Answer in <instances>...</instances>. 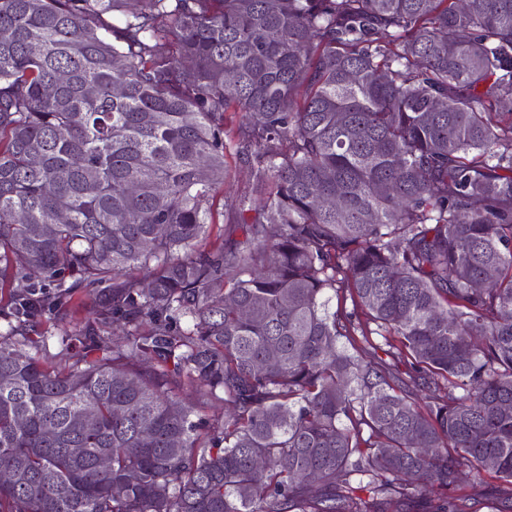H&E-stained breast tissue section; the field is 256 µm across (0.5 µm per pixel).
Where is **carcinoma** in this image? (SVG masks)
<instances>
[{"instance_id":"1","label":"carcinoma","mask_w":512,"mask_h":512,"mask_svg":"<svg viewBox=\"0 0 512 512\" xmlns=\"http://www.w3.org/2000/svg\"><path fill=\"white\" fill-rule=\"evenodd\" d=\"M126 2L0 0V512H512V0ZM228 172L224 180V187L219 190L216 198V224L214 234L222 225L229 224L231 220V208L236 201L250 191L249 185V169L232 151L227 156ZM224 212V217L222 216ZM93 317V311L90 308L88 300H86L84 304H81L80 300L75 298L74 302L67 307V316L63 320V324L59 323V325H57L58 320L57 322L56 320H51L48 315L42 319V324L35 328V332H30L29 334L31 336H48L49 340L47 341L46 348L42 347L38 353L43 358L55 360L54 357L60 349L56 336H60L63 326L67 328L69 332H72L75 331L76 328L78 329V327L83 326L85 322L91 321Z\"/></svg>"}]
</instances>
